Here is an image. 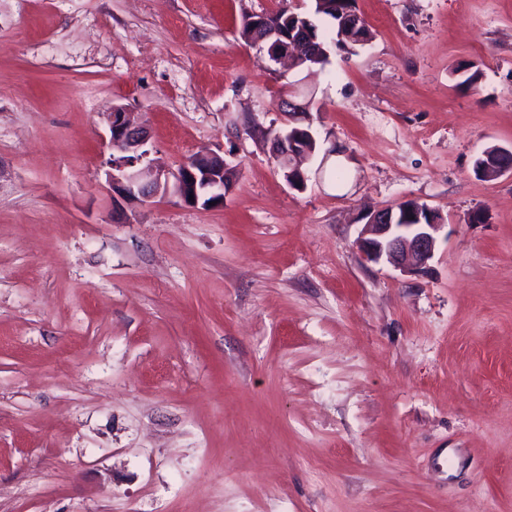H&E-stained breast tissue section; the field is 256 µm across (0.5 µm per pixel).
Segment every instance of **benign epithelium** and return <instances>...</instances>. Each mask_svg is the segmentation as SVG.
<instances>
[{"label": "benign epithelium", "mask_w": 512, "mask_h": 512, "mask_svg": "<svg viewBox=\"0 0 512 512\" xmlns=\"http://www.w3.org/2000/svg\"><path fill=\"white\" fill-rule=\"evenodd\" d=\"M364 26L365 20L358 11H349L343 14L337 27L339 38L354 41ZM263 42L270 45L271 58L278 61L296 59L307 40L273 29ZM289 108L287 127L272 139V155L279 167L292 175L288 184L302 190L306 187L307 174L301 163L315 154L317 143L309 126L304 124L308 113L302 111L303 105L291 103ZM109 131L110 142L119 152L107 171L110 192L144 202L172 189L188 205L208 207L212 203H224L227 191L224 171L228 166L223 157L213 153L195 154L175 171L156 168L147 161L149 134L146 127L132 121L121 106L111 113ZM483 157L489 159L482 171L485 177L512 171V149L489 148L483 152ZM442 227L440 214L427 205L416 202L408 207L401 203L371 212L357 244L368 260L384 261L404 273H413L427 267Z\"/></svg>", "instance_id": "7a95c632"}]
</instances>
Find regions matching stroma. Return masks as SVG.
I'll return each mask as SVG.
<instances>
[{"label": "stroma", "instance_id": "stroma-1", "mask_svg": "<svg viewBox=\"0 0 512 512\" xmlns=\"http://www.w3.org/2000/svg\"><path fill=\"white\" fill-rule=\"evenodd\" d=\"M286 2L0 0V512H512V0H356L308 75L239 36ZM116 106L223 204L113 200ZM407 200L415 275L356 244ZM288 106L290 108V111L286 112L288 124L272 139V155L279 167L288 170V174L292 175L288 184L293 189L303 190L306 187L307 174L301 163L315 154L317 143L309 129L310 126L303 123L310 114L302 110L304 104L289 103ZM481 156L489 159L483 168L482 176L496 177L512 171V149L493 147L485 150ZM406 202L371 212L357 244L368 260L413 273L427 267L444 224L440 214L427 205L413 201L408 207Z\"/></svg>", "mask_w": 512, "mask_h": 512}]
</instances>
